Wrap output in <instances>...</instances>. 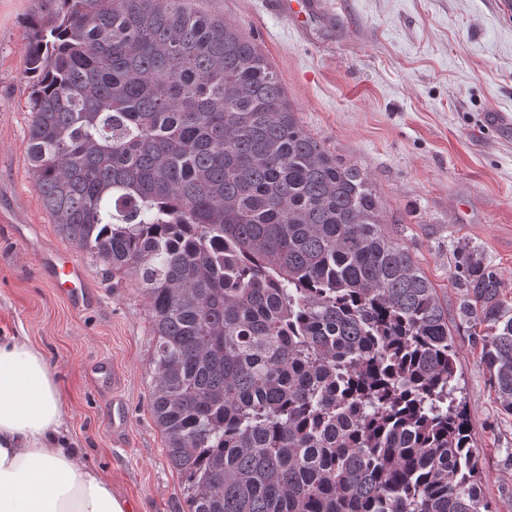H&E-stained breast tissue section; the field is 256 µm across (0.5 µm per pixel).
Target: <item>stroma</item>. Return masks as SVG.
Returning <instances> with one entry per match:
<instances>
[{
    "mask_svg": "<svg viewBox=\"0 0 512 512\" xmlns=\"http://www.w3.org/2000/svg\"><path fill=\"white\" fill-rule=\"evenodd\" d=\"M332 24L290 26L269 0H193L253 41L305 129L377 194L388 231L448 302L459 389L492 512H512V415L459 314L461 247L479 251L512 302V11L502 0H328ZM0 0V336L40 349L65 396V429L131 512H187L184 482L150 412L151 317L140 281L77 257L97 294L74 314L11 227L70 241L44 209L27 158L25 20Z\"/></svg>",
    "mask_w": 512,
    "mask_h": 512,
    "instance_id": "obj_1",
    "label": "stroma"
}]
</instances>
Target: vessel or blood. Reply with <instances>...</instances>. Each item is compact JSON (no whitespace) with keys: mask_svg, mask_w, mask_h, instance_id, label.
<instances>
[{"mask_svg":"<svg viewBox=\"0 0 512 512\" xmlns=\"http://www.w3.org/2000/svg\"><path fill=\"white\" fill-rule=\"evenodd\" d=\"M274 10L298 30L308 29L314 22L331 21L326 0H270ZM38 265L46 279L61 288L74 311L81 312L92 305L91 293L84 268L73 255L53 249L38 253Z\"/></svg>","mask_w":512,"mask_h":512,"instance_id":"vessel-or-blood-1","label":"vessel or blood"}]
</instances>
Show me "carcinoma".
I'll return each mask as SVG.
<instances>
[{"instance_id":"cac0c4a2","label":"carcinoma","mask_w":512,"mask_h":512,"mask_svg":"<svg viewBox=\"0 0 512 512\" xmlns=\"http://www.w3.org/2000/svg\"><path fill=\"white\" fill-rule=\"evenodd\" d=\"M28 157L58 231L138 277L187 512H488L443 306L378 196L236 27L188 0H39ZM460 314L512 414V306Z\"/></svg>"}]
</instances>
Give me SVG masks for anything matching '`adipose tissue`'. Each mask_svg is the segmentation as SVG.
Wrapping results in <instances>:
<instances>
[{
	"label": "adipose tissue",
	"instance_id": "1",
	"mask_svg": "<svg viewBox=\"0 0 512 512\" xmlns=\"http://www.w3.org/2000/svg\"><path fill=\"white\" fill-rule=\"evenodd\" d=\"M65 397L38 349L0 341V512H125L64 439Z\"/></svg>",
	"mask_w": 512,
	"mask_h": 512
}]
</instances>
